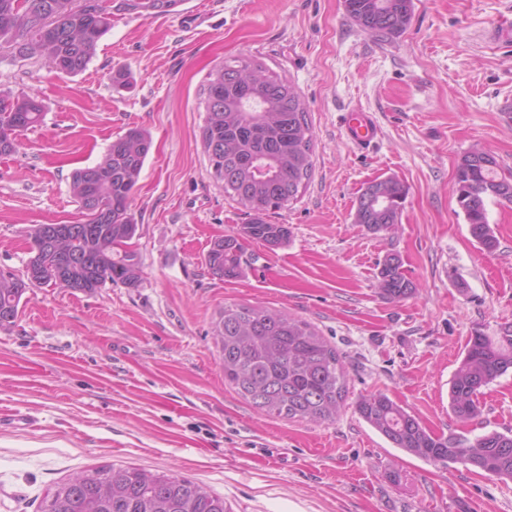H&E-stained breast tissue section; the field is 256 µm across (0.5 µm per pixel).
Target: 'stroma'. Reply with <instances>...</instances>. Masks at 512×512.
Instances as JSON below:
<instances>
[{"mask_svg": "<svg viewBox=\"0 0 512 512\" xmlns=\"http://www.w3.org/2000/svg\"><path fill=\"white\" fill-rule=\"evenodd\" d=\"M512 0H412L407 28L380 40L343 0H183L149 18L113 10L85 71L0 47V93L35 94L46 115L0 155V271L24 276L30 232L81 224L76 169L133 126L152 147L136 184L137 287L94 293L34 286L0 328V512H40L69 477L113 465L167 471L223 496L230 512H512V481L441 468L392 445L356 410L388 395L438 435L512 431V372L460 423L449 382L473 329L512 322V204L488 203L498 246L481 250L454 185L468 151L512 173ZM250 57L286 77L308 108L314 174L273 222L276 249L243 244L241 278L214 275L213 243L247 223L200 139L203 90L224 62ZM125 71L129 88L111 76ZM376 116L359 152L344 112ZM408 193L388 235L355 223L371 180ZM398 254L415 291L392 302L376 274ZM264 304L310 322L341 353L348 382L336 422L257 412L224 383L214 325L225 306Z\"/></svg>", "mask_w": 512, "mask_h": 512, "instance_id": "1", "label": "stroma"}]
</instances>
